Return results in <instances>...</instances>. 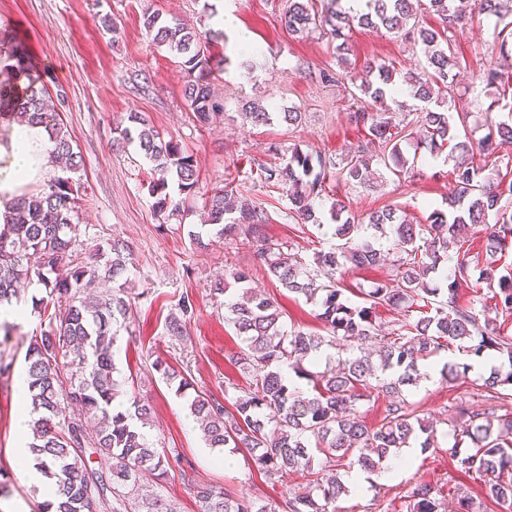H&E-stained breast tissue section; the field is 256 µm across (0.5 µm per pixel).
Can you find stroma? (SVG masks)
Wrapping results in <instances>:
<instances>
[{
	"label": "stroma",
	"instance_id": "obj_1",
	"mask_svg": "<svg viewBox=\"0 0 512 512\" xmlns=\"http://www.w3.org/2000/svg\"><path fill=\"white\" fill-rule=\"evenodd\" d=\"M285 6L286 0H0V33L23 41L33 63L67 93L61 119L84 160L74 184L79 248L86 250L118 236L133 252L128 272L133 314L128 332L120 335L114 347V359L117 377L127 389L147 394L152 401L148 439L156 448H175L183 456L181 466L169 470L164 479L142 483L144 491L157 499L161 512H203L197 488L204 484L250 494L267 504L268 512H283L299 483L294 475L265 479L240 453L233 455L227 467L212 462L213 451L185 398L150 369L155 358L167 359L189 369L195 391L219 399L236 396L248 386L231 363L241 342L224 318V301L234 298L237 289L229 287L225 297L215 298L209 285L231 265L248 263L250 251L238 241L205 249L190 241L187 227L200 222L202 193L224 186L226 176L234 175L233 189L267 209V237L287 243L289 250L307 258L315 248H329L328 237L299 233L283 214L284 202L271 198L256 166L269 162L267 149L273 143L320 151L338 162L350 147L364 142L366 131L351 122L356 106L345 96L342 84L321 82L315 79V71L339 72L344 63L359 66L369 59L394 64L400 72L416 69L418 53L413 44L403 34L383 29L355 28L347 61H338L322 29L300 36L288 33L280 21ZM148 10L200 31H223V40L213 48L224 57V70L213 82L214 92L224 101L222 120L206 127L195 121L182 95L185 74L177 59L167 49L152 45L142 25ZM228 13L234 17L230 27L223 24ZM104 15L112 18L114 30L101 26ZM242 28L250 32L261 62L249 75L238 66L237 34ZM493 32V20L473 17L455 47L462 72L455 88L456 107L468 112L475 140L488 132L486 108L494 97L492 89L475 78L497 52ZM246 99L262 100L277 112L299 111L302 121L296 126L280 122L252 126L240 115V104ZM131 112L146 114L164 137L174 138L197 159L201 195L185 222L159 221L147 190L148 164L134 146L112 144L114 123ZM404 146L415 159L411 178L400 181L387 176L374 191L340 187L338 194L352 214L362 217L390 206L419 223L433 208L443 207L453 190V161L431 155L412 138ZM252 284L278 300L286 328L324 334L317 307L304 297L277 287L260 269L254 270ZM44 293L36 283L21 288L18 306L27 316L10 334L0 333V362L9 366L0 374V512H39L42 501L37 486L16 466L15 453L24 437L15 429L14 418L25 354L40 329L33 301ZM184 295L194 299L196 315L187 338L177 340L166 335L164 322ZM482 379V373L469 370L458 381L436 378L406 390L408 401L435 423L438 448L421 452L415 464L392 482L371 484L359 496H340L336 512H406L408 496L425 481L461 486L479 504V512H512L511 507L486 503L482 482L457 474L442 452L452 442L448 422L452 406L475 402Z\"/></svg>",
	"mask_w": 512,
	"mask_h": 512
}]
</instances>
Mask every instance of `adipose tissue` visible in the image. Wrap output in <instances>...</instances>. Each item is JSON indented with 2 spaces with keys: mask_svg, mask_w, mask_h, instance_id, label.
Here are the masks:
<instances>
[{
  "mask_svg": "<svg viewBox=\"0 0 512 512\" xmlns=\"http://www.w3.org/2000/svg\"><path fill=\"white\" fill-rule=\"evenodd\" d=\"M53 163L43 126L16 122L0 131V225L22 187L45 180Z\"/></svg>",
  "mask_w": 512,
  "mask_h": 512,
  "instance_id": "obj_1",
  "label": "adipose tissue"
}]
</instances>
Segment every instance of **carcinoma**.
I'll return each instance as SVG.
<instances>
[{"mask_svg":"<svg viewBox=\"0 0 512 512\" xmlns=\"http://www.w3.org/2000/svg\"><path fill=\"white\" fill-rule=\"evenodd\" d=\"M422 5L441 19V27L409 25ZM367 8L357 17L342 10L323 14L316 0H288L282 21L294 35L327 29L340 55L348 50L356 24L402 32L419 47L427 78L410 74L404 80L413 99L423 103L417 115L424 131L421 143L433 153L452 142L454 148L471 154L453 167L454 195L448 211L433 210L423 224L391 207L358 218L336 198L329 208L330 237L335 243L314 251L309 260L263 233L269 222L264 207L241 199L226 186L213 189L203 209L216 237L246 241L253 267L263 269L278 287L319 307L318 317L328 335L285 330L284 311L276 299L252 291V267L232 268L227 277L210 284V291L216 297L224 295L229 278L241 290L238 299L225 304L226 320L241 338L232 364L250 380L249 389L235 397L230 409L211 394L197 393L188 397L190 414L209 447L248 454L251 467L270 479L292 473L304 479L286 502L287 512H336V500L348 493L336 467L347 464L376 471L421 434L425 435L422 447H437L433 424L406 400L403 388L420 379V361L466 342L475 356L490 350L506 356L509 367H494L483 379L480 396L485 404L460 402L453 407L454 442L440 452L448 455L456 471L483 481L486 498L512 506V480L505 477L512 471V337L503 333L499 322L512 316V275L501 273L499 266L500 255L512 248V212L501 206L503 197L512 198V179L475 161L478 156L496 155L500 143L512 141V115L492 122L489 133L475 145L460 140L459 127L465 126L468 114L452 109L460 68L453 30L464 16L451 8L450 0H367ZM477 8L478 13L496 18L498 53L511 56L509 0H477ZM143 26L158 47L181 57L186 72L183 98L201 125L210 124L221 110L212 79L223 71L224 57L213 56L207 44L220 34L213 31L203 37L186 24L163 21L149 10L143 13ZM0 53L11 62L14 76L24 81L21 88L0 85V112L42 125L54 152L64 159L63 175L18 198L11 222L0 230V305L12 303L20 286L32 281L46 292L35 301V310L48 323L32 338L25 356L27 402L35 415L29 450L38 470L55 487L54 499L45 501L40 512H92L95 505L103 512H159L150 501L135 497L140 475L160 477L167 466L181 464L182 457L173 451L161 453L150 443L144 433L151 415L149 402L128 394L125 382L115 378L114 342L132 313L131 298L120 282L132 263L131 250L114 237L86 257L78 253L72 236L77 215L73 175L83 170L84 163L60 114L48 106L53 97L64 105L67 94L62 88L53 95L48 92V81L34 70L23 42L5 39ZM395 74V67L375 62L357 73H318L324 81H349L350 97L359 94L372 101L371 109L360 107L351 118L355 126L368 128L370 142L379 149L375 156H366L361 148L339 168L324 154L290 147L286 163L259 165L260 180L285 192L286 216L298 224L300 233L309 225L324 227L317 200L326 196V182L335 179L349 186L372 187L374 161L399 179L407 173L409 159L396 131V115L406 105L395 97ZM481 78L497 92L486 109L489 113L501 98L512 94V72L491 64ZM241 109L254 126L276 121L295 125L302 120L300 112H270L257 99L243 102ZM132 143L151 165L148 190L154 213L169 221L181 214L180 204L168 192L169 184H176L186 201L196 194L199 171L194 155L178 141L164 139L141 112L128 113L126 124L114 128V145ZM480 224L485 229L486 258L479 280L492 296L488 303L477 295L463 305L459 288L468 277L469 261L462 257L448 268V241ZM389 236L396 249L393 260L380 247V240ZM388 260L392 278L379 280L364 292L366 305L342 298L341 278L347 264L370 268ZM95 282L102 292L92 302L84 291ZM379 306L403 310L397 328L383 337L382 345L371 352L362 347L352 350L338 365L317 374L303 367V361L318 359L341 341H373ZM194 314L193 299L181 296L165 320L167 335L178 340L187 336ZM71 353L78 356V373L66 377ZM285 366L311 382V389L288 385ZM151 368L175 387V394L187 397L193 387L191 374L158 358ZM380 396L389 403L380 424L369 427L360 415L361 402ZM122 397L127 406L114 407L113 402ZM94 454L109 462L108 470L90 466ZM197 495L204 512H267L257 500L230 495L222 487L203 485ZM410 498L407 512H439L441 503L426 482Z\"/></svg>","mask_w":512,"mask_h":512,"instance_id":"carcinoma-1","label":"carcinoma"}]
</instances>
